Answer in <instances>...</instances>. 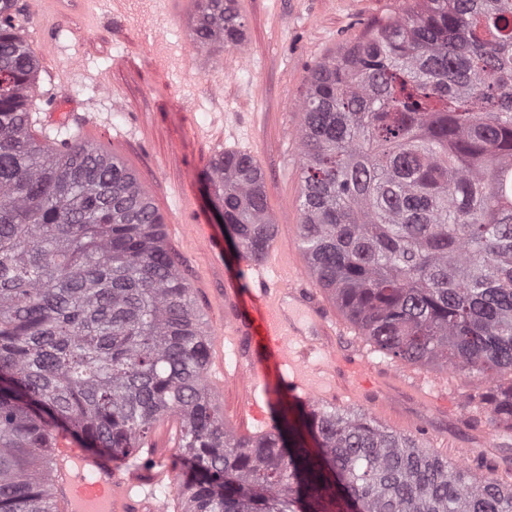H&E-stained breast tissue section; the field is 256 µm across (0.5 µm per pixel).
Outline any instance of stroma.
<instances>
[{
  "label": "stroma",
  "mask_w": 512,
  "mask_h": 512,
  "mask_svg": "<svg viewBox=\"0 0 512 512\" xmlns=\"http://www.w3.org/2000/svg\"><path fill=\"white\" fill-rule=\"evenodd\" d=\"M411 0H236L244 43L198 48L190 33L196 0H174L173 18L133 12L139 28L112 19L111 0L52 17L33 10L26 36L40 52L34 95L58 100L78 122H36L53 135H74L113 154L137 176L165 221L178 268L197 309L213 333L224 326L217 295L236 272L239 253L215 221L201 175L224 149V134H240L241 147L264 177L268 214L282 226L295 266L309 264L298 241L301 153L297 131L311 70L340 56L373 26L401 14ZM195 65L182 73L184 55ZM193 197L194 219L215 244L207 250L181 223L179 185ZM337 337L340 350H356L375 378L359 399L343 393L330 407L359 410L378 424L421 436L430 451L512 480V429L490 424L470 398L490 384L482 376L414 362H396L376 351L351 322Z\"/></svg>",
  "instance_id": "obj_1"
}]
</instances>
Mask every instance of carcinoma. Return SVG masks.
Segmentation results:
<instances>
[{
  "label": "carcinoma",
  "instance_id": "obj_1",
  "mask_svg": "<svg viewBox=\"0 0 512 512\" xmlns=\"http://www.w3.org/2000/svg\"><path fill=\"white\" fill-rule=\"evenodd\" d=\"M24 0H0V512H58L54 433L116 460L180 422L182 512H512V483L364 415L283 402L234 434L211 398L212 341L124 163L32 131L39 60ZM234 0H198L199 46L242 43ZM299 243L317 283L393 360L479 374L512 425V0H414L301 103ZM239 255L272 240L262 174L204 173ZM313 446H308L304 436Z\"/></svg>",
  "mask_w": 512,
  "mask_h": 512
}]
</instances>
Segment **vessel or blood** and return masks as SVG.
Here are the masks:
<instances>
[{
	"label": "vessel or blood",
	"mask_w": 512,
	"mask_h": 512,
	"mask_svg": "<svg viewBox=\"0 0 512 512\" xmlns=\"http://www.w3.org/2000/svg\"><path fill=\"white\" fill-rule=\"evenodd\" d=\"M285 246L241 257L219 300L225 333L247 362L238 391L243 423H267L274 400L310 403L343 385L368 389L364 359L336 356L341 325L303 272L290 271ZM56 500L65 512H161L156 485L173 474L158 454L116 461L56 437Z\"/></svg>",
	"instance_id": "1"
}]
</instances>
